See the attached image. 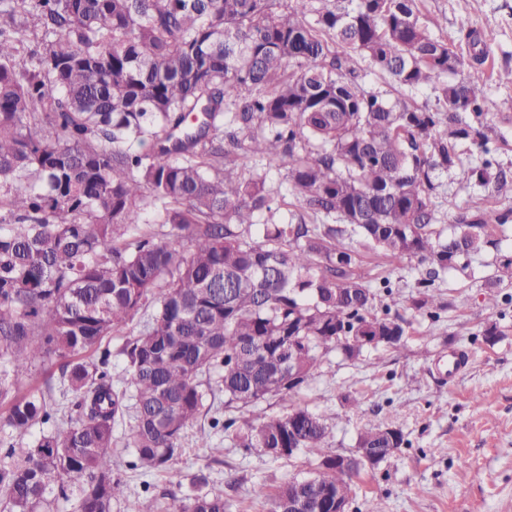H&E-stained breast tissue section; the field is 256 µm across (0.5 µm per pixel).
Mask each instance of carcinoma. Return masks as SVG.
<instances>
[{
	"label": "carcinoma",
	"mask_w": 512,
	"mask_h": 512,
	"mask_svg": "<svg viewBox=\"0 0 512 512\" xmlns=\"http://www.w3.org/2000/svg\"><path fill=\"white\" fill-rule=\"evenodd\" d=\"M421 2L0 0V407L15 437L0 512H55L68 486L75 512H112L118 422L134 420L132 467L152 476L221 395L226 411L288 404L239 428L238 447L323 454L327 469L281 486L272 512L348 495L367 462L328 465L327 420L293 395L329 352L360 355L343 337L397 349L410 327L391 312L389 279L378 290L359 272L352 242L416 261L411 305L436 318L441 275L467 269L512 219L471 204L443 226L442 174L512 198L481 121L511 113L512 96L488 103L470 74L487 58L470 20L461 51ZM359 58L392 88L431 89L435 105L367 87ZM281 164L301 208L287 220L267 178ZM502 284L512 255L496 261L490 287ZM112 335L125 336L123 367L108 369L107 350L84 358ZM59 359L74 417H57L50 393L13 389ZM403 444L400 428L378 426L357 447ZM128 509L225 512L224 492Z\"/></svg>",
	"instance_id": "cac0c4a2"
}]
</instances>
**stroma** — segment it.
Here are the masks:
<instances>
[{
  "label": "stroma",
  "instance_id": "1",
  "mask_svg": "<svg viewBox=\"0 0 512 512\" xmlns=\"http://www.w3.org/2000/svg\"><path fill=\"white\" fill-rule=\"evenodd\" d=\"M421 10L433 33L458 47L466 44L459 19L471 16L489 52L476 76L490 99L512 96V0H423ZM495 240L471 270L444 276L439 288L448 306L438 320L399 306L412 323L404 348L370 347L356 359L332 351L321 374L297 392V403L326 415L331 454L355 455L358 435L368 427L395 425L403 432L396 454L354 478L350 512H512V286L499 289L496 304L486 288L496 257L512 254V222ZM361 256L363 271L388 278L400 297L412 293L415 263L366 250ZM492 325L498 336L489 342L483 331ZM453 351L468 361L452 374ZM130 426L125 420L115 430L122 495L114 512H128L146 491L193 494L202 473L210 487L223 490L226 512H269L279 486L313 476L322 460L307 449L274 459L259 448L237 447L231 435L211 434L203 419L186 433L184 451L170 469L148 479L147 490L131 466Z\"/></svg>",
  "mask_w": 512,
  "mask_h": 512
}]
</instances>
